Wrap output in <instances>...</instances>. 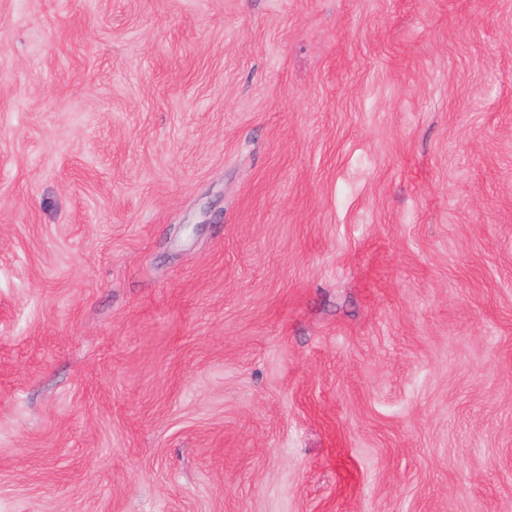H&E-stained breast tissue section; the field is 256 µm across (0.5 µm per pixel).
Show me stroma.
<instances>
[{
	"label": "stroma",
	"mask_w": 512,
	"mask_h": 512,
	"mask_svg": "<svg viewBox=\"0 0 512 512\" xmlns=\"http://www.w3.org/2000/svg\"><path fill=\"white\" fill-rule=\"evenodd\" d=\"M0 512H512V0H0Z\"/></svg>",
	"instance_id": "stroma-1"
}]
</instances>
